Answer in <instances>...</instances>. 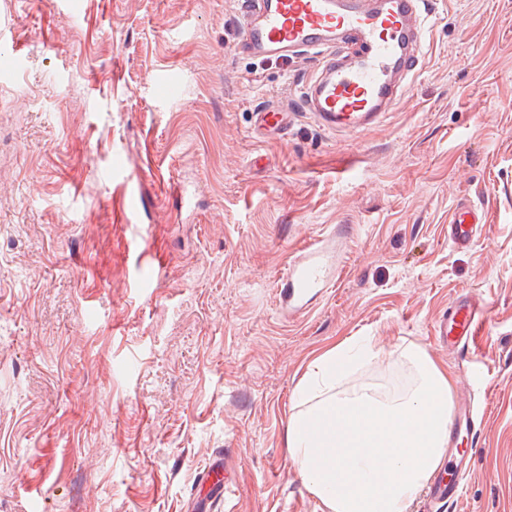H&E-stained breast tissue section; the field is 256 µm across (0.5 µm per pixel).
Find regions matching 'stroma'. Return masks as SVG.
Wrapping results in <instances>:
<instances>
[{
  "label": "stroma",
  "mask_w": 512,
  "mask_h": 512,
  "mask_svg": "<svg viewBox=\"0 0 512 512\" xmlns=\"http://www.w3.org/2000/svg\"><path fill=\"white\" fill-rule=\"evenodd\" d=\"M241 0H0V512H320L287 449L295 391L353 336L345 386L400 394L425 349L482 435L448 512H512V0H435L394 112L320 129L300 96L318 56L235 50ZM178 85L169 95L163 81ZM291 115L251 136L255 115ZM488 235L448 242L459 204ZM352 225L311 311L275 284L307 239ZM476 296L461 365L432 327Z\"/></svg>",
  "instance_id": "35a3bbf8"
}]
</instances>
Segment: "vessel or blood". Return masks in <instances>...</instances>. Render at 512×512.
Listing matches in <instances>:
<instances>
[{
    "label": "vessel or blood",
    "mask_w": 512,
    "mask_h": 512,
    "mask_svg": "<svg viewBox=\"0 0 512 512\" xmlns=\"http://www.w3.org/2000/svg\"><path fill=\"white\" fill-rule=\"evenodd\" d=\"M242 13V46L253 57L330 49L319 74L304 88L303 104L322 128L341 134L375 127L398 106L406 80L422 59L429 18L424 0H243ZM288 124L287 113L261 112L255 133L282 131ZM485 229L476 209L460 205L448 224V241L465 247ZM348 233V225H337L335 235L306 242L289 260L276 289L283 312L306 313L315 296L333 287L343 269ZM480 317L479 301L458 295L436 319L434 334L450 351H462L473 340ZM483 425L472 402L459 406L454 433L474 437ZM466 467V457L459 456L450 469L438 471L426 491L427 512L455 497Z\"/></svg>",
    "instance_id": "vessel-or-blood-1"
}]
</instances>
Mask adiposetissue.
I'll return each instance as SVG.
<instances>
[{"mask_svg":"<svg viewBox=\"0 0 512 512\" xmlns=\"http://www.w3.org/2000/svg\"><path fill=\"white\" fill-rule=\"evenodd\" d=\"M399 352L416 377L397 397L338 386L353 363L372 355L368 336L324 352L298 385L288 452L321 512H410L441 466L450 376L420 347L404 344Z\"/></svg>","mask_w":512,"mask_h":512,"instance_id":"adipose-tissue-1","label":"adipose tissue"}]
</instances>
